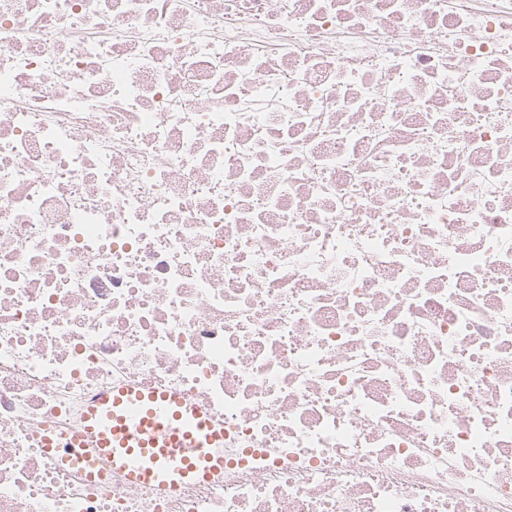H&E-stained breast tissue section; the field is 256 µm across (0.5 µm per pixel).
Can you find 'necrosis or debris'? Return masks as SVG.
<instances>
[{"label": "necrosis or debris", "instance_id": "1", "mask_svg": "<svg viewBox=\"0 0 512 512\" xmlns=\"http://www.w3.org/2000/svg\"><path fill=\"white\" fill-rule=\"evenodd\" d=\"M0 512H512V0H0ZM74 436L94 453L72 464H109L131 484L161 487L205 481L224 469V422L176 393L119 386L97 395Z\"/></svg>", "mask_w": 512, "mask_h": 512}]
</instances>
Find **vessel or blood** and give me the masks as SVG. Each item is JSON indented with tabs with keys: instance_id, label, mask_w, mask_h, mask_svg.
<instances>
[{
	"instance_id": "obj_1",
	"label": "vessel or blood",
	"mask_w": 512,
	"mask_h": 512,
	"mask_svg": "<svg viewBox=\"0 0 512 512\" xmlns=\"http://www.w3.org/2000/svg\"><path fill=\"white\" fill-rule=\"evenodd\" d=\"M73 461L108 464L131 484L205 481L224 468V424L175 393L119 386L97 395Z\"/></svg>"
}]
</instances>
